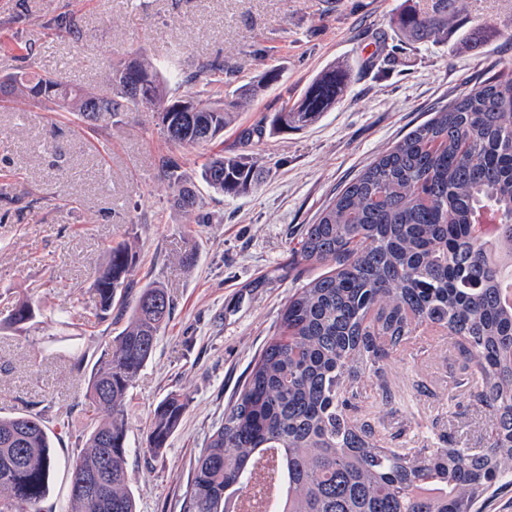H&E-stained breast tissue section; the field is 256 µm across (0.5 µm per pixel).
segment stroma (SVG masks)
Masks as SVG:
<instances>
[{
  "mask_svg": "<svg viewBox=\"0 0 512 512\" xmlns=\"http://www.w3.org/2000/svg\"><path fill=\"white\" fill-rule=\"evenodd\" d=\"M398 0H0V76L50 75L90 89L113 62L144 55L194 71L217 59L238 83L277 67L221 142L175 148L154 112L82 120L25 96L0 100V319L32 295L41 307L26 331L0 328V413L37 410L62 427L59 464L44 512H64L65 463L83 447L84 374L69 357L96 359L116 331L87 323L96 271L112 246L134 260L133 290L162 285L173 308L150 362L135 379L125 418L137 512H181L192 464L277 331L295 288L322 266L296 249L334 193L439 106L490 75L512 76V39L483 56L407 45L395 49ZM75 13L79 31L56 27ZM353 69L341 102L314 124L241 145L239 133L297 100L325 67ZM245 153L266 167L247 195L230 198L199 181L205 158ZM182 156L196 181L199 213L173 203L158 159ZM446 336L424 338L413 356L395 353L366 373L356 421L383 434L423 440L432 425L458 448H487V412L458 389L462 359ZM395 400L385 404L381 392ZM188 407L160 452L146 451V426L169 392Z\"/></svg>",
  "mask_w": 512,
  "mask_h": 512,
  "instance_id": "stroma-1",
  "label": "stroma"
}]
</instances>
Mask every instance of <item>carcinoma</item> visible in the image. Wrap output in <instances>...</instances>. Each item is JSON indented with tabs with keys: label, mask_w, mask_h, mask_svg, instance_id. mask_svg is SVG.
I'll use <instances>...</instances> for the list:
<instances>
[{
	"label": "carcinoma",
	"mask_w": 512,
	"mask_h": 512,
	"mask_svg": "<svg viewBox=\"0 0 512 512\" xmlns=\"http://www.w3.org/2000/svg\"><path fill=\"white\" fill-rule=\"evenodd\" d=\"M392 30L402 43L481 56L512 36V0H401ZM133 74L144 79L141 105L127 89ZM173 83L202 88L174 96ZM349 83L346 67H328L292 105L242 130L240 140L315 122ZM224 85L233 90L213 99L211 88ZM253 92L233 85L217 60L187 74L138 57L112 67L92 91L50 77L0 79V93L42 99L90 122L156 112L165 141L183 148L216 141ZM159 165L174 203L196 210L195 185L180 158L165 154ZM261 174L244 153H217L201 168L211 189L232 198ZM486 211L497 218L491 243L477 233ZM300 255L329 270L288 297L277 333L195 459L181 512H234L229 495L251 497L264 461L281 478L272 512H473L492 484L512 477V304L502 302L500 288L503 275L512 276V78L486 79L379 155L305 225ZM130 264L128 247L118 244L94 280L90 316L103 322L117 309L125 322L88 376L93 413L68 468L67 512H137L124 404L172 302L152 285L127 308ZM38 315V301L28 297L3 323L26 331ZM428 329L445 331L476 367L471 396L488 411L492 439L485 455L443 445L383 448L375 424L351 419L362 396L356 377L378 371ZM186 408L176 391L159 402L148 451L166 446ZM54 438L39 411L0 416V512H43L57 466Z\"/></svg>",
	"instance_id": "carcinoma-1"
}]
</instances>
